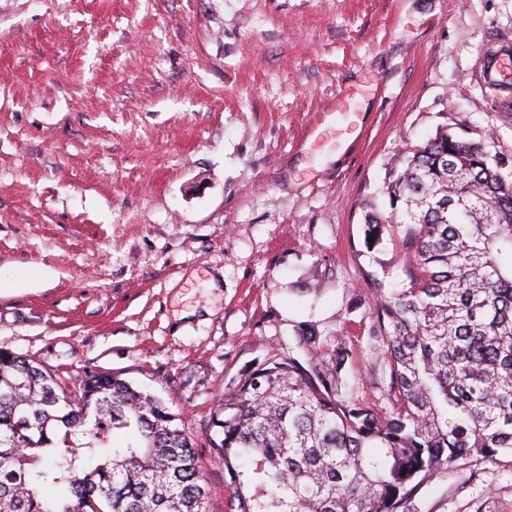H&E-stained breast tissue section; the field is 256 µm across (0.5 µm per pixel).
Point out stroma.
<instances>
[{
  "instance_id": "obj_1",
  "label": "stroma",
  "mask_w": 512,
  "mask_h": 512,
  "mask_svg": "<svg viewBox=\"0 0 512 512\" xmlns=\"http://www.w3.org/2000/svg\"><path fill=\"white\" fill-rule=\"evenodd\" d=\"M497 34L512 0H0V348L172 400L231 512L215 404L300 323L390 408L369 280L404 279L405 227L367 250L364 207L438 127L512 153ZM462 470L412 512H512L511 454ZM500 49L491 56L483 70L484 82L496 85L503 92L512 88V41L504 40Z\"/></svg>"
}]
</instances>
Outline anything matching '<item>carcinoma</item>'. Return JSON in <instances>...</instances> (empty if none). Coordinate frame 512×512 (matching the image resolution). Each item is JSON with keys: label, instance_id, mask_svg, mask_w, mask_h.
<instances>
[{"label": "carcinoma", "instance_id": "1", "mask_svg": "<svg viewBox=\"0 0 512 512\" xmlns=\"http://www.w3.org/2000/svg\"><path fill=\"white\" fill-rule=\"evenodd\" d=\"M384 193L366 247L408 225L407 282L370 306L391 407L343 394L344 342L300 329L305 359L241 373L215 410L235 512H410L433 474L512 454V153L443 128L390 164ZM0 512H207V492L165 400L108 372L66 387L0 349Z\"/></svg>", "mask_w": 512, "mask_h": 512}]
</instances>
